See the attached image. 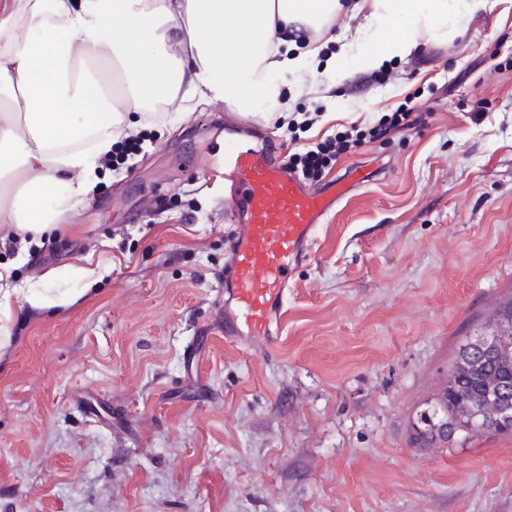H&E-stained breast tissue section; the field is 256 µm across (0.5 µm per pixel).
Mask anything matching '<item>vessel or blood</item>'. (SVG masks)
I'll use <instances>...</instances> for the list:
<instances>
[{
	"mask_svg": "<svg viewBox=\"0 0 512 512\" xmlns=\"http://www.w3.org/2000/svg\"><path fill=\"white\" fill-rule=\"evenodd\" d=\"M207 172L223 177L229 190L226 216L234 226L224 266V338L270 347L284 316L289 282L310 257L317 224L368 174L357 167L314 190L289 170L277 140L253 144L234 137Z\"/></svg>",
	"mask_w": 512,
	"mask_h": 512,
	"instance_id": "1",
	"label": "vessel or blood"
}]
</instances>
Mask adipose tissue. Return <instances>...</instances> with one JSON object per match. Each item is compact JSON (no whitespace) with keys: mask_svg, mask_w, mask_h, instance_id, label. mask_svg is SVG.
<instances>
[{"mask_svg":"<svg viewBox=\"0 0 512 512\" xmlns=\"http://www.w3.org/2000/svg\"><path fill=\"white\" fill-rule=\"evenodd\" d=\"M488 0H0V223L18 261L66 223L130 113L201 95L242 115L284 112L278 73L310 69L323 43L339 74L378 70L419 39L447 40ZM355 31L333 36L346 13Z\"/></svg>","mask_w":512,"mask_h":512,"instance_id":"1","label":"adipose tissue"}]
</instances>
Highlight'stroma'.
Here are the masks:
<instances>
[{
	"label": "stroma",
	"instance_id": "1",
	"mask_svg": "<svg viewBox=\"0 0 512 512\" xmlns=\"http://www.w3.org/2000/svg\"><path fill=\"white\" fill-rule=\"evenodd\" d=\"M381 73L281 74L287 115L237 124L292 153L403 103L425 116L325 172L371 175L317 226L268 349L219 327L231 226L201 168L235 114L195 96L137 122L14 270L69 301L8 299L0 512H512V435L415 429L512 303V0Z\"/></svg>",
	"mask_w": 512,
	"mask_h": 512
}]
</instances>
